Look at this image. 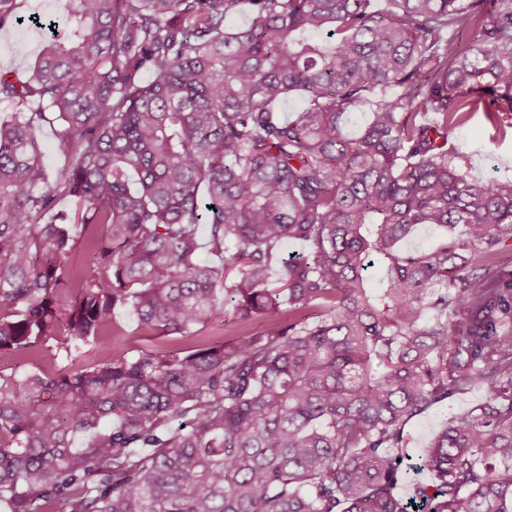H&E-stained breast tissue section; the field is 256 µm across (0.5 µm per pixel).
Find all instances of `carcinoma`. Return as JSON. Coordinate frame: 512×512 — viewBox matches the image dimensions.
Instances as JSON below:
<instances>
[{
	"mask_svg": "<svg viewBox=\"0 0 512 512\" xmlns=\"http://www.w3.org/2000/svg\"><path fill=\"white\" fill-rule=\"evenodd\" d=\"M4 102L0 354L70 355L119 308L183 339L226 308L263 318L1 368L7 512H512V180L471 181L448 147L512 112V0H65ZM44 122L71 159L51 175ZM420 225L443 241L402 247ZM473 388L414 476L406 427ZM177 336H146L138 326L136 315L129 308L115 311L112 331L107 336H101L98 340L84 345L71 359L62 360L54 356L55 348H50L41 358L34 362H20L4 355L0 356V367L13 368L19 371L32 369L33 366L46 365L54 361L57 367H63L73 363H91L106 360L116 349H125L131 354L162 353L174 351L185 346L186 343L178 340ZM262 320L260 317L251 318L247 322H240L233 317L230 311L224 315V310L217 314L205 326H198L196 336L199 340H224V342L232 341L243 330H260L262 328Z\"/></svg>",
	"mask_w": 512,
	"mask_h": 512,
	"instance_id": "carcinoma-1",
	"label": "carcinoma"
}]
</instances>
